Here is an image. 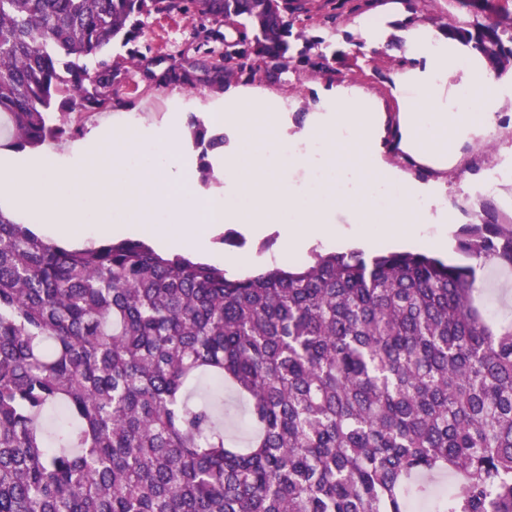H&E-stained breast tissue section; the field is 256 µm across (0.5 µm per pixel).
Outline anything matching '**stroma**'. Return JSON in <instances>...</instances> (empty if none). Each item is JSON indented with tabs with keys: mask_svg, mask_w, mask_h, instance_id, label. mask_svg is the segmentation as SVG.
Masks as SVG:
<instances>
[{
	"mask_svg": "<svg viewBox=\"0 0 512 512\" xmlns=\"http://www.w3.org/2000/svg\"><path fill=\"white\" fill-rule=\"evenodd\" d=\"M309 15L300 25L302 34L292 38L287 53V66H276L268 60L251 59L240 67L229 83L215 84L203 74H194L191 83L162 84L159 74L166 69L187 67L195 53L191 48L193 25L180 15H153L145 21L138 44L143 61L130 66L119 104L112 109L89 113L78 126L79 137L52 142L33 150L16 153L0 151V160L16 157L42 158L49 153L64 154L86 146L92 130L110 125L125 128L127 119H135L136 129L149 139L159 138L167 129L181 132L178 161L183 176L177 192L191 191L196 205H203L208 190L224 185V155L237 142L234 132L224 134L223 147L209 151L212 165L209 183L200 180L199 154L187 127L189 115L209 123L210 115L223 106L229 87L258 88L282 95L281 110L289 133L301 132L313 113L323 111L324 95L339 85H357L370 91L383 106L389 121L397 119V104L390 94L392 74L414 68L406 57L402 33L414 23L444 31L450 24L468 18L467 9L458 0H306ZM370 21L385 28L383 43L366 46L353 24L356 19ZM492 77L497 86L507 89L506 103L496 112L492 124L460 151L459 162L441 172L415 162H408L399 152L390 150L393 136H386L381 153L392 167L411 180L435 185L448 219L449 263L463 264L467 258L458 249V233L463 225L483 223L494 216L498 223L512 222V181H504L500 191L481 198L470 196L471 186L481 183L490 169L512 161V56L501 58Z\"/></svg>",
	"mask_w": 512,
	"mask_h": 512,
	"instance_id": "1",
	"label": "stroma"
}]
</instances>
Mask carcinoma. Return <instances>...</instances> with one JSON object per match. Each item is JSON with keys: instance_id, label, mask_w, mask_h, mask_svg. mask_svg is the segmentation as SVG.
Returning <instances> with one entry per match:
<instances>
[{"instance_id": "obj_1", "label": "carcinoma", "mask_w": 512, "mask_h": 512, "mask_svg": "<svg viewBox=\"0 0 512 512\" xmlns=\"http://www.w3.org/2000/svg\"><path fill=\"white\" fill-rule=\"evenodd\" d=\"M281 3L277 23L262 0H0V150L111 108L110 47L135 62L153 14L236 18L287 60L308 8ZM487 28L448 37L512 55V26ZM208 54L210 81L235 75ZM188 127L204 156L224 144ZM458 249L471 263L353 250L229 278L140 240L63 248L0 210V512H512V320L475 296L485 266L512 268V224H466ZM224 400L225 403L230 406L232 411L235 413L234 419L231 422L232 432L240 442H243L251 434L250 429L246 426L242 418L244 404L242 401L233 398L227 390H224Z\"/></svg>"}]
</instances>
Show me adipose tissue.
Listing matches in <instances>:
<instances>
[{
	"mask_svg": "<svg viewBox=\"0 0 512 512\" xmlns=\"http://www.w3.org/2000/svg\"><path fill=\"white\" fill-rule=\"evenodd\" d=\"M404 48L406 56L419 59L421 65L392 79L399 112L396 147L425 164L451 167L452 147L472 141L494 117L498 102L485 92L493 78L483 62L466 59L444 32L425 25L406 31ZM463 65L470 68L473 94L461 110L449 104L445 81L449 71Z\"/></svg>",
	"mask_w": 512,
	"mask_h": 512,
	"instance_id": "ef3b65f1",
	"label": "adipose tissue"
}]
</instances>
